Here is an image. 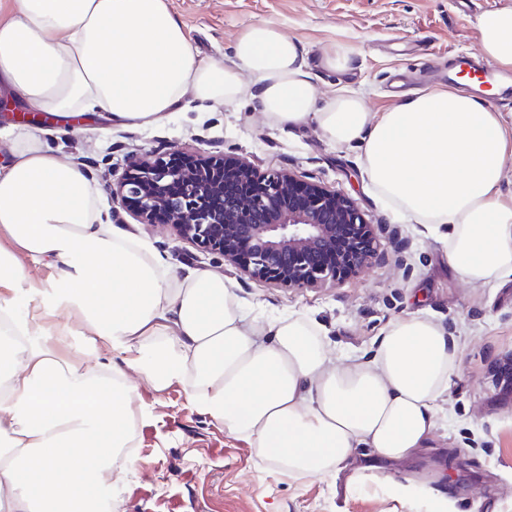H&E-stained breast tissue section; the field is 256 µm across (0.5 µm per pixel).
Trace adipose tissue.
<instances>
[{
    "label": "adipose tissue",
    "mask_w": 512,
    "mask_h": 512,
    "mask_svg": "<svg viewBox=\"0 0 512 512\" xmlns=\"http://www.w3.org/2000/svg\"><path fill=\"white\" fill-rule=\"evenodd\" d=\"M484 60L512 70V7L476 20ZM0 88L43 112H104L123 125L168 119L195 102L255 89L277 126L314 122L361 146L379 193L417 222L446 229L448 263L472 284L512 279V116L463 90L434 86L371 111L346 87L319 97L299 39L248 26L229 62L200 63L166 0H0ZM0 163V288L26 286L77 317L47 342L36 313L5 309L22 344L1 359L0 512H98L134 428L137 387L180 382L191 401L291 475L325 477L364 446L409 460L435 427V402L457 366L446 330L391 321L372 359L335 366L306 319L248 317L223 275L172 274L138 236L106 223L100 191L35 134ZM48 265L35 283L32 268ZM77 338L87 358H62Z\"/></svg>",
    "instance_id": "1"
}]
</instances>
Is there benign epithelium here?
<instances>
[{
	"label": "benign epithelium",
	"instance_id": "benign-epithelium-1",
	"mask_svg": "<svg viewBox=\"0 0 512 512\" xmlns=\"http://www.w3.org/2000/svg\"><path fill=\"white\" fill-rule=\"evenodd\" d=\"M112 192L140 221L172 223L201 251L287 288L338 283L376 255L352 200L225 154L132 162Z\"/></svg>",
	"mask_w": 512,
	"mask_h": 512
}]
</instances>
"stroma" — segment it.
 Segmentation results:
<instances>
[{"label": "stroma", "instance_id": "35a3bbf8", "mask_svg": "<svg viewBox=\"0 0 512 512\" xmlns=\"http://www.w3.org/2000/svg\"><path fill=\"white\" fill-rule=\"evenodd\" d=\"M197 61L229 60L236 36L258 21L301 40L319 94L339 86L363 93L372 109L393 106L448 82V62L478 57L475 21L512 0H167ZM355 47L348 68L320 64L331 42ZM88 133H65L55 119L33 125L0 112V157L20 136L40 130L45 143L102 191L109 223L166 256L179 277L224 275L250 318H308L322 329L336 365L369 357L392 320L415 315L443 325L457 347V369L435 404L429 448L387 462L357 449L330 477L289 476L256 455L251 443L203 413L175 382L157 390L137 378L135 451L107 493L112 512H512V281L469 284L448 264V243L383 198L362 167L359 147L330 144L311 122L282 128L252 96L227 105L191 104L153 126L121 125L107 113L81 117ZM229 154L258 170L293 172L358 206L374 224L381 255L344 281L293 290L245 276L182 239L174 225L142 224L112 193L127 164L152 155ZM366 480L351 488L352 470ZM436 481H426V474ZM420 478L415 497L396 485Z\"/></svg>", "mask_w": 512, "mask_h": 512}]
</instances>
